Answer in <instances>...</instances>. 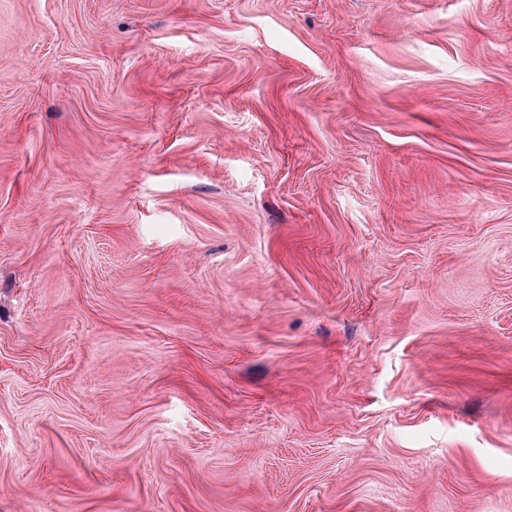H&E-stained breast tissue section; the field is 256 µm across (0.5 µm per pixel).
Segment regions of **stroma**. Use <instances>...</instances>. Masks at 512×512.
I'll return each instance as SVG.
<instances>
[{
    "label": "stroma",
    "instance_id": "stroma-1",
    "mask_svg": "<svg viewBox=\"0 0 512 512\" xmlns=\"http://www.w3.org/2000/svg\"><path fill=\"white\" fill-rule=\"evenodd\" d=\"M0 512H512V0H0Z\"/></svg>",
    "mask_w": 512,
    "mask_h": 512
}]
</instances>
